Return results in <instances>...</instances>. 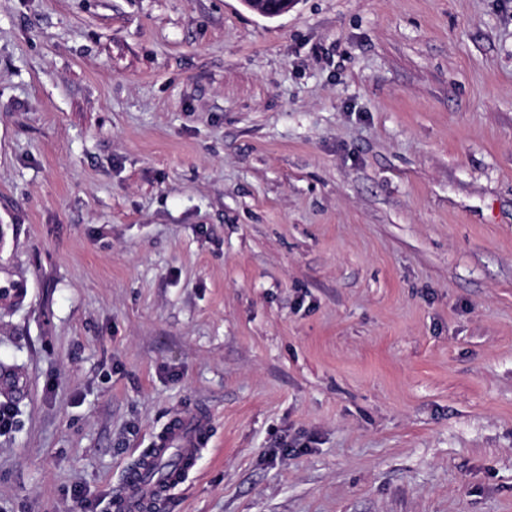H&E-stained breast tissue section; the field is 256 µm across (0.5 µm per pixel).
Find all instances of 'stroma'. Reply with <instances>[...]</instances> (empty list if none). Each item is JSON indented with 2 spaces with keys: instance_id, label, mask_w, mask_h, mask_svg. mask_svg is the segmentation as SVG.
Wrapping results in <instances>:
<instances>
[{
  "instance_id": "stroma-1",
  "label": "stroma",
  "mask_w": 512,
  "mask_h": 512,
  "mask_svg": "<svg viewBox=\"0 0 512 512\" xmlns=\"http://www.w3.org/2000/svg\"><path fill=\"white\" fill-rule=\"evenodd\" d=\"M0 512H512V0H0ZM296 0H243L251 11L265 18H276L290 10ZM211 424L212 417L207 412L194 410L179 414L155 438L152 455H167L174 449L194 466L201 448L207 444ZM163 491L141 483L139 475L127 473L123 491L115 499V508L120 512H143L149 510L162 500Z\"/></svg>"
}]
</instances>
